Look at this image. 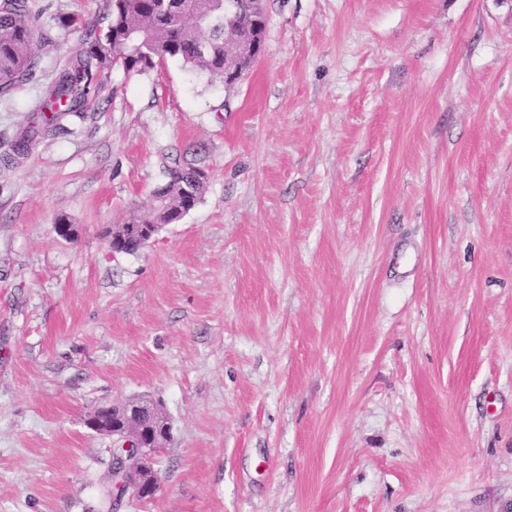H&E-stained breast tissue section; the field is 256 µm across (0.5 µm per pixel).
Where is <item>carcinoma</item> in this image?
Here are the masks:
<instances>
[{
	"label": "carcinoma",
	"instance_id": "carcinoma-1",
	"mask_svg": "<svg viewBox=\"0 0 512 512\" xmlns=\"http://www.w3.org/2000/svg\"><path fill=\"white\" fill-rule=\"evenodd\" d=\"M234 3L237 10L229 15L225 0H105L103 14L93 21L59 16L60 28L78 34L76 54L49 86L39 106L40 120L0 154V165L17 164L42 133H70L67 123L86 118L85 104L116 65L142 71L173 59L212 79L223 78L224 24L265 26V18L252 13L251 0ZM50 45L28 0H0V97L36 77L39 50ZM198 173L196 167L167 169L169 190L191 183ZM116 498L109 473L101 479L102 508L112 512Z\"/></svg>",
	"mask_w": 512,
	"mask_h": 512
}]
</instances>
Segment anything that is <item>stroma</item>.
Instances as JSON below:
<instances>
[{"label": "stroma", "mask_w": 512, "mask_h": 512, "mask_svg": "<svg viewBox=\"0 0 512 512\" xmlns=\"http://www.w3.org/2000/svg\"><path fill=\"white\" fill-rule=\"evenodd\" d=\"M103 4L31 0L0 152ZM265 5L234 87L113 69L0 168V512H95L83 420L136 398L172 439L121 512H512V0ZM174 165L198 205L112 254Z\"/></svg>", "instance_id": "1"}]
</instances>
